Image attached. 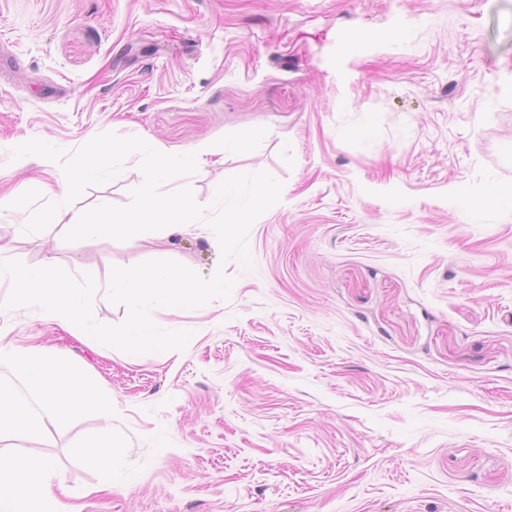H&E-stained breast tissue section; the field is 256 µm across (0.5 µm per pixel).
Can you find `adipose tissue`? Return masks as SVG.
Segmentation results:
<instances>
[{
	"label": "adipose tissue",
	"mask_w": 512,
	"mask_h": 512,
	"mask_svg": "<svg viewBox=\"0 0 512 512\" xmlns=\"http://www.w3.org/2000/svg\"><path fill=\"white\" fill-rule=\"evenodd\" d=\"M38 389L39 412H32L28 393L0 387V434L27 427L32 418L63 422L88 410L111 414L110 401L91 394L75 376L63 372L56 358L45 352L22 351L0 345V365ZM51 469L42 462L0 454V512H21L29 504L33 512H58L48 495Z\"/></svg>",
	"instance_id": "obj_1"
}]
</instances>
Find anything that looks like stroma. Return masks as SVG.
I'll return each mask as SVG.
<instances>
[{
  "instance_id": "obj_1",
  "label": "stroma",
  "mask_w": 512,
  "mask_h": 512,
  "mask_svg": "<svg viewBox=\"0 0 512 512\" xmlns=\"http://www.w3.org/2000/svg\"><path fill=\"white\" fill-rule=\"evenodd\" d=\"M104 132L196 153L169 187L204 207L231 175L281 181L252 268L201 222L24 233L11 201L66 179L12 148ZM140 160L73 214L127 204ZM493 183L512 187V0H0V257L104 283L163 253L236 280L229 301L154 310L193 337L134 360L0 309L1 342L112 402L0 453L47 462L68 512H512V209ZM109 437L112 469L94 460Z\"/></svg>"
}]
</instances>
